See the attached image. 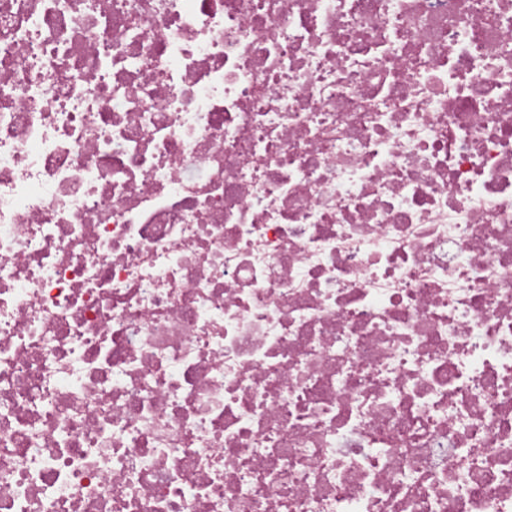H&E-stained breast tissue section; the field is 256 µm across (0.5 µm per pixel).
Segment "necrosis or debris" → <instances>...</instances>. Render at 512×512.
Masks as SVG:
<instances>
[{
    "label": "necrosis or debris",
    "instance_id": "necrosis-or-debris-1",
    "mask_svg": "<svg viewBox=\"0 0 512 512\" xmlns=\"http://www.w3.org/2000/svg\"><path fill=\"white\" fill-rule=\"evenodd\" d=\"M0 512H512V0H0Z\"/></svg>",
    "mask_w": 512,
    "mask_h": 512
}]
</instances>
